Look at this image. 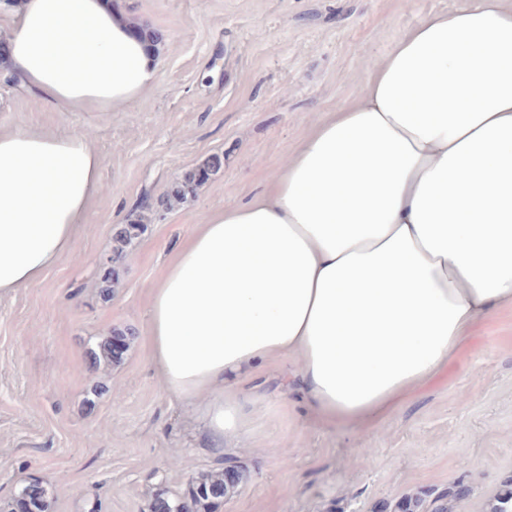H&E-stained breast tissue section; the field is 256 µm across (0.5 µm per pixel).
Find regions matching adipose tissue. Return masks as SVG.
Segmentation results:
<instances>
[{"label": "adipose tissue", "mask_w": 512, "mask_h": 512, "mask_svg": "<svg viewBox=\"0 0 512 512\" xmlns=\"http://www.w3.org/2000/svg\"><path fill=\"white\" fill-rule=\"evenodd\" d=\"M0 71L62 112H115L157 48L110 0H22ZM259 199L196 225L150 290L148 352L215 453L238 380L293 359L324 426L394 414L512 305V5L433 12L366 66ZM103 160L85 134L0 131V292L71 250Z\"/></svg>", "instance_id": "obj_1"}]
</instances>
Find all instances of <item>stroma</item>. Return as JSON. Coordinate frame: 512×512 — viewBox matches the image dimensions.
<instances>
[{"label":"stroma","instance_id":"stroma-1","mask_svg":"<svg viewBox=\"0 0 512 512\" xmlns=\"http://www.w3.org/2000/svg\"><path fill=\"white\" fill-rule=\"evenodd\" d=\"M475 0H117L165 35L154 87L117 112H55L0 79V130L91 133L101 190L71 251L39 281L0 295V501L38 481L51 512H150L225 459L250 481L217 512H376L418 490L472 486L457 512H484L512 475V306L480 318L463 354L383 421L320 425L265 363L242 383L248 434L216 456L148 357L149 291L195 224L256 196L319 118L357 97L368 60L432 11ZM224 168L194 197L146 200L208 155ZM140 220L110 297L98 288L112 228ZM138 336L121 362L86 353L114 328Z\"/></svg>","mask_w":512,"mask_h":512}]
</instances>
